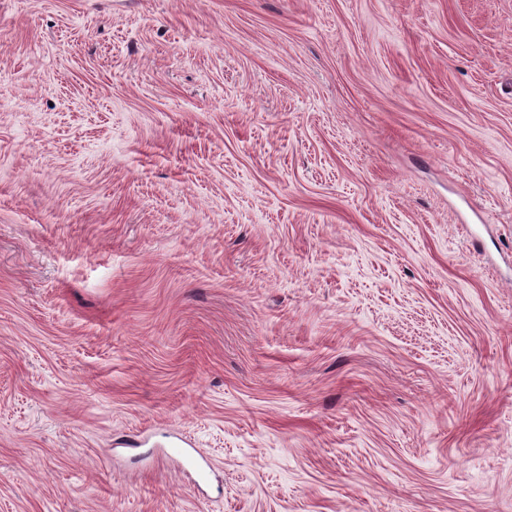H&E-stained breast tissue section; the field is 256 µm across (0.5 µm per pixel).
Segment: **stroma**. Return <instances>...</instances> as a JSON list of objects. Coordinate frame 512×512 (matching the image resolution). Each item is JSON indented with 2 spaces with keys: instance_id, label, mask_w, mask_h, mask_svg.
Returning a JSON list of instances; mask_svg holds the SVG:
<instances>
[{
  "instance_id": "stroma-1",
  "label": "stroma",
  "mask_w": 512,
  "mask_h": 512,
  "mask_svg": "<svg viewBox=\"0 0 512 512\" xmlns=\"http://www.w3.org/2000/svg\"><path fill=\"white\" fill-rule=\"evenodd\" d=\"M0 512H512V0H0Z\"/></svg>"
}]
</instances>
